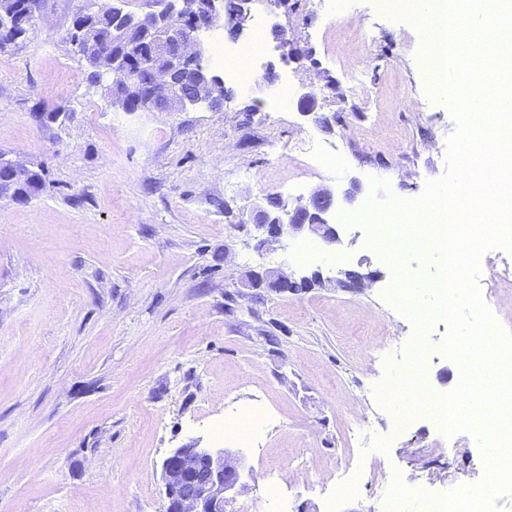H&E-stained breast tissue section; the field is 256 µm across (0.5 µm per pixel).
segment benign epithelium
<instances>
[{
  "instance_id": "7a95c632",
  "label": "benign epithelium",
  "mask_w": 512,
  "mask_h": 512,
  "mask_svg": "<svg viewBox=\"0 0 512 512\" xmlns=\"http://www.w3.org/2000/svg\"><path fill=\"white\" fill-rule=\"evenodd\" d=\"M254 0H238L235 10L224 11V0H165L160 11L125 12L110 4L94 5L88 15L112 22L113 40L125 32L141 30L149 36L162 32V38L151 43L157 61L147 69L133 66L122 56H112L105 70L115 75V82L129 88L146 86L150 92L147 112H179L189 106L205 105L211 110L224 107V78L205 64L206 49L200 35L224 26L231 37L238 36L251 18ZM39 2L29 4L28 11L16 18L14 13L0 15V37L3 44L13 46L20 34L17 28L31 29L38 20ZM190 90L179 95L173 89L181 84ZM0 169L11 174L21 185L34 173L36 166L0 153ZM357 190L352 188L340 197L328 186L314 188L307 198L288 206L278 196L267 195L257 201L248 215L259 232L260 246L272 250L286 239L316 237L325 246L341 243L337 224L332 222L339 200L352 203ZM342 287L361 291L375 282L371 272H343ZM324 282L319 269L312 271L265 269L249 274L253 288L279 294H297ZM243 458L224 448L200 447L196 443L171 449L162 463V482L166 512H227L239 493Z\"/></svg>"
}]
</instances>
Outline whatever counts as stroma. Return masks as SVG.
<instances>
[{
  "instance_id": "1",
  "label": "stroma",
  "mask_w": 512,
  "mask_h": 512,
  "mask_svg": "<svg viewBox=\"0 0 512 512\" xmlns=\"http://www.w3.org/2000/svg\"><path fill=\"white\" fill-rule=\"evenodd\" d=\"M93 2L41 0L43 20L0 55V151L45 175L29 203H0V512H164L162 462L194 439L242 453L231 512H273L253 483L271 467L300 471L286 512H380L381 470L405 491L395 512L481 483L468 433L441 435L421 417L401 430L396 408L380 405L370 421L387 445L361 456L345 424L355 395L408 370L415 336L433 348L448 331L416 333L386 297L398 271L430 276L434 262L395 265L356 219L371 201L419 200L446 172L457 123L429 96L411 13L256 0L264 29L247 24L236 40L266 43L250 90L225 80L219 111L126 112L108 94L112 75L87 82L68 39ZM278 28L293 62L280 58ZM359 62L358 88L347 73ZM305 92L315 117L300 112ZM302 131L343 165L301 153ZM355 184L356 201L336 209L340 244L314 259L257 250L242 220L268 194L292 204ZM282 264L328 282L299 295L239 287L246 271ZM352 268L379 279L345 290L337 280ZM232 399L272 414L263 452L212 436ZM348 466L359 488L331 503L314 475Z\"/></svg>"
}]
</instances>
